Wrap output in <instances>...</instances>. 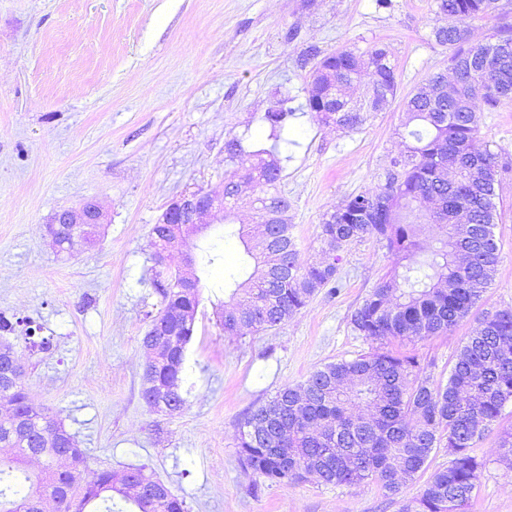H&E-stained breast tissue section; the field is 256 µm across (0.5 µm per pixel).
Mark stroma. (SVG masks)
Segmentation results:
<instances>
[{
  "instance_id": "stroma-1",
  "label": "stroma",
  "mask_w": 512,
  "mask_h": 512,
  "mask_svg": "<svg viewBox=\"0 0 512 512\" xmlns=\"http://www.w3.org/2000/svg\"><path fill=\"white\" fill-rule=\"evenodd\" d=\"M448 23L435 0H0V315L17 322L9 339L32 400L76 436L91 470L144 467L189 512H400L418 494L417 481L395 496L313 476L270 486L238 456L249 408L370 351L350 314L391 266L382 243L342 251L339 288L284 325L236 337L220 318L243 246L220 222L188 239L185 251L211 244L221 260L201 277L180 413L143 401L140 340L160 308L151 229L181 194L222 185L234 168L225 141L277 149L301 258L318 260L324 214L384 190L405 98L448 66L449 49L432 37ZM376 47L397 67L392 104L355 130L318 123L309 51ZM280 99L293 115L277 142L263 116ZM475 145L512 156V103L482 113ZM88 199L107 214L96 243L58 253L48 224ZM495 202L497 272L468 318L452 333L390 344L438 379L478 318L512 307V172ZM30 327L48 349L31 346ZM507 431L512 402L474 444L485 467L466 512H512V460L498 448Z\"/></svg>"
}]
</instances>
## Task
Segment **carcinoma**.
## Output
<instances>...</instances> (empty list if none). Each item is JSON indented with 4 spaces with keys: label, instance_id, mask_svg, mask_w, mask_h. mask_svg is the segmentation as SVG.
Here are the masks:
<instances>
[{
    "label": "carcinoma",
    "instance_id": "carcinoma-1",
    "mask_svg": "<svg viewBox=\"0 0 512 512\" xmlns=\"http://www.w3.org/2000/svg\"><path fill=\"white\" fill-rule=\"evenodd\" d=\"M437 9L456 24L433 30L436 43L451 49L448 70L415 88L404 103V149L390 160L399 167L386 177L384 191L348 197L324 214L319 238L323 257L304 263L291 224H268L269 240L245 227L238 234L247 260L232 275L222 326L226 336L280 326L320 290L339 287V252L374 238L391 255V269L368 291L350 315L354 331L366 339L427 338L444 335L466 319L494 279L499 248L494 202L499 177L512 169L501 155L477 152L479 113L512 102V29L494 41L470 43L468 22L502 13L501 0H436ZM497 56L481 69V50ZM308 108L316 120L339 129H357L370 113L383 111L396 97V66L387 52L342 50L315 66ZM292 112L277 106L264 115L280 137ZM237 169L224 178V194L247 179L259 191V218L289 209L277 188L282 168L273 151L251 153L237 138L225 142ZM434 209L422 214L414 203ZM70 254L89 244L94 233L78 234L51 224ZM177 275L152 272L150 285L161 298L157 316L165 323L167 354L145 363L142 380L158 389L180 388L187 345L194 333L199 285L186 289ZM19 418L38 422L45 413L29 397L24 382L12 389ZM512 402V307L478 320L455 356L447 383L426 373L415 356L376 349L314 370L301 383L281 387L270 399L248 409L238 421V454L245 469L268 484L295 482L309 475L325 485L376 482L388 495L425 470L433 449L442 445L448 467L432 473L419 494L400 512H465L484 462L472 451L476 438ZM43 450V441H23L0 427V512H30V501L61 485L72 489L58 512H98L120 496L134 512H188L184 498L161 491L135 499L110 470L85 479L87 457L58 471L46 464L37 473L24 468Z\"/></svg>",
    "mask_w": 512,
    "mask_h": 512
}]
</instances>
